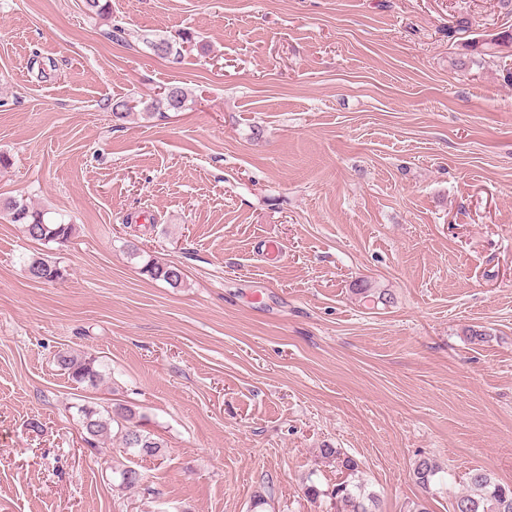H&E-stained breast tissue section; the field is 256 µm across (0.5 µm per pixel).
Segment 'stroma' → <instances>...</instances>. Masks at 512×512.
I'll return each instance as SVG.
<instances>
[{
    "label": "stroma",
    "mask_w": 512,
    "mask_h": 512,
    "mask_svg": "<svg viewBox=\"0 0 512 512\" xmlns=\"http://www.w3.org/2000/svg\"><path fill=\"white\" fill-rule=\"evenodd\" d=\"M455 16L512 29L499 0H0V200L77 228L0 215V512H330L323 448L381 512H448L478 466L512 485V57L457 66ZM116 403L161 457L84 442L78 407ZM186 101V92L180 86L168 87L163 96L159 98L156 103L154 110L158 112L165 111H178L184 107ZM4 210L10 222L20 224L26 236L35 241L64 244L76 232L74 224L48 219L46 212L30 206L23 199L5 202ZM30 279L42 283H54L62 280L64 273L56 263L44 258L31 260L27 265ZM145 272L155 280H163L171 287L177 288L183 283V273L175 265L151 262L146 264ZM57 365L64 374L78 383L95 385L101 379V373L96 369L95 360L89 357L68 353L59 354ZM411 476L426 493H429L432 487L446 483L444 471L429 459H420L416 462Z\"/></svg>",
    "instance_id": "35a3bbf8"
}]
</instances>
